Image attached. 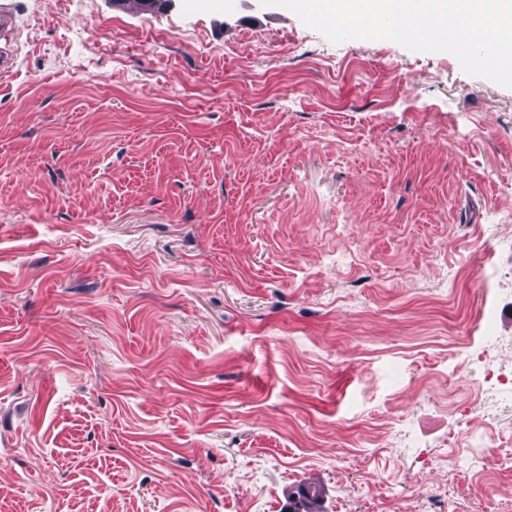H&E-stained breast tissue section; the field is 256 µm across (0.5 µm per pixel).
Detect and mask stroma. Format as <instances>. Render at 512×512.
<instances>
[{"label":"stroma","instance_id":"obj_1","mask_svg":"<svg viewBox=\"0 0 512 512\" xmlns=\"http://www.w3.org/2000/svg\"><path fill=\"white\" fill-rule=\"evenodd\" d=\"M0 512H512V89L259 0H13ZM477 386L491 414L510 402L512 405V366L510 368L483 366L476 371ZM322 491L312 485L299 487L296 492L289 495L288 512H320L317 510L321 501Z\"/></svg>","mask_w":512,"mask_h":512}]
</instances>
